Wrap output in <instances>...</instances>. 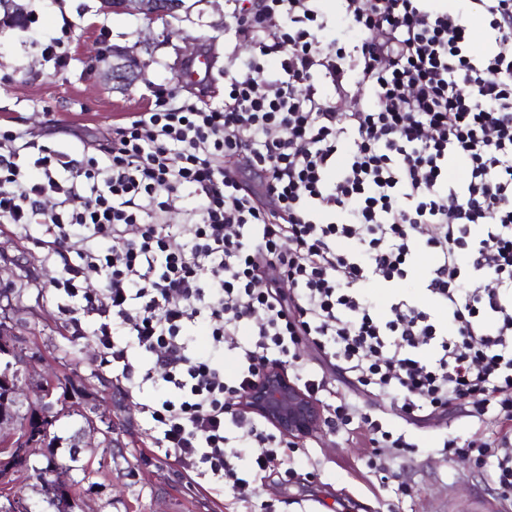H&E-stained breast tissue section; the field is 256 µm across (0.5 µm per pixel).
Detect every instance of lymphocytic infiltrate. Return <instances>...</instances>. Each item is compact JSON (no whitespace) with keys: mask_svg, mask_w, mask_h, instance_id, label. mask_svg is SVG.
Returning a JSON list of instances; mask_svg holds the SVG:
<instances>
[{"mask_svg":"<svg viewBox=\"0 0 512 512\" xmlns=\"http://www.w3.org/2000/svg\"><path fill=\"white\" fill-rule=\"evenodd\" d=\"M232 2L227 33L256 53L225 71L223 101L159 99L69 152L1 120L0 225L42 228L64 327L93 336L100 367L166 391L150 430L183 478L237 481L240 429L265 470L280 440L224 396L267 364L318 393L294 364L306 343L408 419L494 414L504 430L478 455L511 498L512 0ZM423 254L422 298L378 305L368 285L393 290ZM272 267L287 291L264 282Z\"/></svg>","mask_w":512,"mask_h":512,"instance_id":"obj_1","label":"lymphocytic infiltrate"}]
</instances>
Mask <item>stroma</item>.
I'll return each mask as SVG.
<instances>
[{
	"label": "stroma",
	"mask_w": 512,
	"mask_h": 512,
	"mask_svg": "<svg viewBox=\"0 0 512 512\" xmlns=\"http://www.w3.org/2000/svg\"><path fill=\"white\" fill-rule=\"evenodd\" d=\"M30 15L27 28L0 27V116L43 134L48 146L65 150L69 126L89 140L111 135L125 113L142 110L173 94L176 102L195 101V88L179 83L177 62L207 54L212 69L211 98H224V70L230 58L245 61L248 49L228 52L227 0H184L176 18L147 21L123 12H101L100 0H19ZM72 22L68 66L44 67L40 50L30 42L35 32L59 33ZM111 49L138 57L142 74L115 85L85 67L98 39ZM42 229L32 225L20 234H0V281L24 290L13 301L5 333L19 348L40 349V375L58 386L57 417L48 436L69 438L97 411L112 417V445L101 447V434L88 435L80 446L82 469L73 471L71 512H512L497 494L492 469L477 451L443 456L444 440L462 437L485 441L497 437L494 424H478L462 411L410 424L402 413L390 427L406 433L413 453L383 460L365 429L348 432L343 422L325 426L315 437L291 444L284 460L273 462L264 478L238 488L208 492L188 490L173 458L153 452L144 433L142 403L162 400L161 390L146 389L120 397L111 372L100 368V348L92 339L72 340L49 288L55 273L40 244ZM304 364L323 376L338 404H357L369 415L387 410L386 397L351 386L338 368L307 348ZM68 462L67 447L36 446L27 465L0 479V495L22 500L30 512H53L37 471L47 456Z\"/></svg>",
	"instance_id": "35a3bbf8"
}]
</instances>
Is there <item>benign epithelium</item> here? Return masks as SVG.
<instances>
[{"mask_svg": "<svg viewBox=\"0 0 512 512\" xmlns=\"http://www.w3.org/2000/svg\"><path fill=\"white\" fill-rule=\"evenodd\" d=\"M107 9L139 15L149 21L175 14L169 0H113ZM109 46L100 40L86 57V66L98 68L108 55ZM234 410L255 414L283 437L292 441L307 439L318 433L324 424V408L312 395L304 391L287 373V369L273 365L266 367L253 388L232 402ZM26 437L13 423L0 418V454L23 453Z\"/></svg>", "mask_w": 512, "mask_h": 512, "instance_id": "1", "label": "benign epithelium"}]
</instances>
